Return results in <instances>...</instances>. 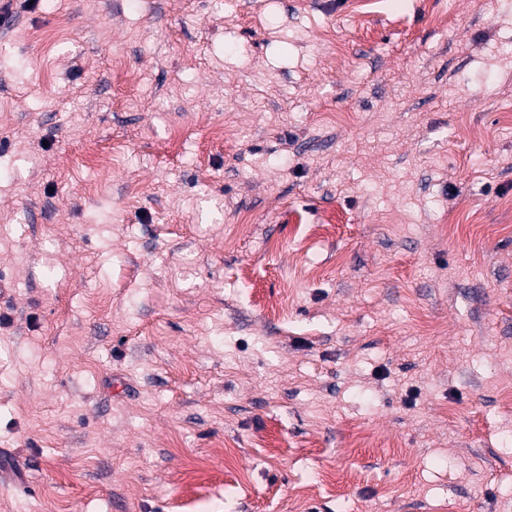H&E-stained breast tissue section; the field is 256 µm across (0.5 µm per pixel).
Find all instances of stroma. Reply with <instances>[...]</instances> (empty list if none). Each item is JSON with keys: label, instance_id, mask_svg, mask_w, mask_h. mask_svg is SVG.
I'll list each match as a JSON object with an SVG mask.
<instances>
[{"label": "stroma", "instance_id": "stroma-1", "mask_svg": "<svg viewBox=\"0 0 512 512\" xmlns=\"http://www.w3.org/2000/svg\"><path fill=\"white\" fill-rule=\"evenodd\" d=\"M0 167V512H512V0H0Z\"/></svg>", "mask_w": 512, "mask_h": 512}]
</instances>
